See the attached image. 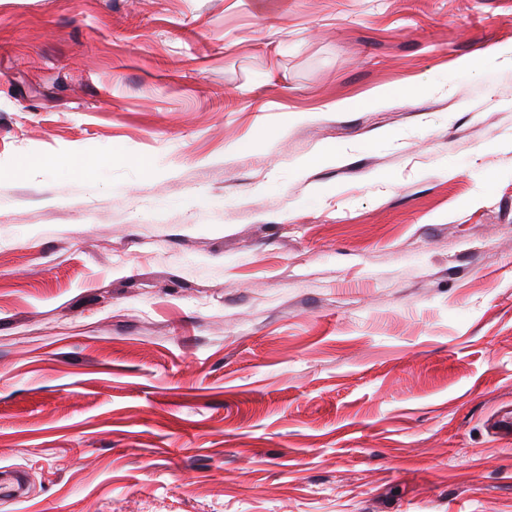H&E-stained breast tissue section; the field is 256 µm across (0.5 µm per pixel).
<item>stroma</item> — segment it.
I'll return each mask as SVG.
<instances>
[{
  "instance_id": "obj_1",
  "label": "stroma",
  "mask_w": 512,
  "mask_h": 512,
  "mask_svg": "<svg viewBox=\"0 0 512 512\" xmlns=\"http://www.w3.org/2000/svg\"><path fill=\"white\" fill-rule=\"evenodd\" d=\"M494 44L512 0H0V512H512Z\"/></svg>"
}]
</instances>
